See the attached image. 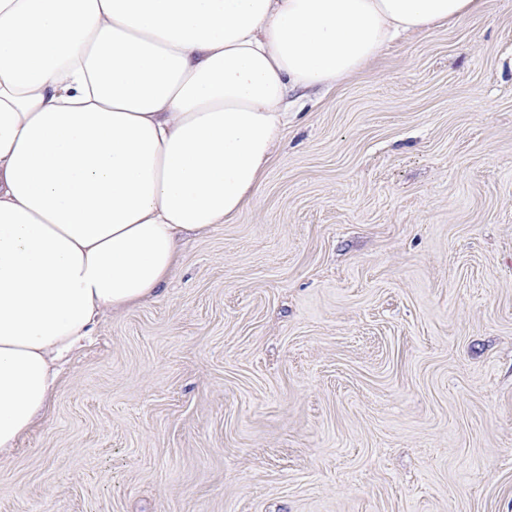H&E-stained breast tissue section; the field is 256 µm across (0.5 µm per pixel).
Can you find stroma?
I'll list each match as a JSON object with an SVG mask.
<instances>
[{
    "label": "stroma",
    "instance_id": "35a3bbf8",
    "mask_svg": "<svg viewBox=\"0 0 512 512\" xmlns=\"http://www.w3.org/2000/svg\"><path fill=\"white\" fill-rule=\"evenodd\" d=\"M298 97L245 210L64 365L0 512H512V0Z\"/></svg>",
    "mask_w": 512,
    "mask_h": 512
}]
</instances>
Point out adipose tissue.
<instances>
[{
    "instance_id": "1",
    "label": "adipose tissue",
    "mask_w": 512,
    "mask_h": 512,
    "mask_svg": "<svg viewBox=\"0 0 512 512\" xmlns=\"http://www.w3.org/2000/svg\"><path fill=\"white\" fill-rule=\"evenodd\" d=\"M479 0H0V463L100 316L237 217L288 124Z\"/></svg>"
}]
</instances>
